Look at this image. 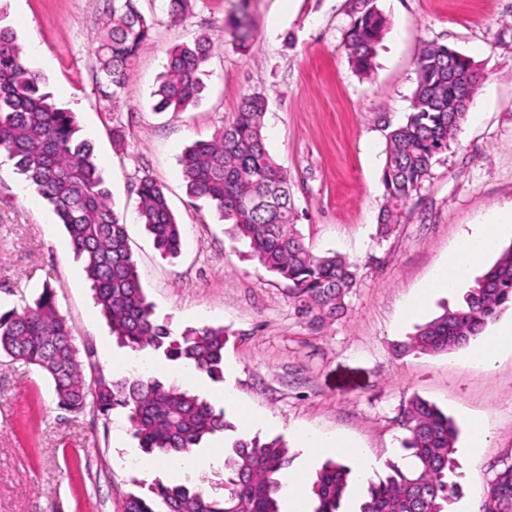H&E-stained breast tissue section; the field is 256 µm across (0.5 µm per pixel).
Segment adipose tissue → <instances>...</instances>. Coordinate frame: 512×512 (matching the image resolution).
I'll list each match as a JSON object with an SVG mask.
<instances>
[{
    "label": "adipose tissue",
    "mask_w": 512,
    "mask_h": 512,
    "mask_svg": "<svg viewBox=\"0 0 512 512\" xmlns=\"http://www.w3.org/2000/svg\"><path fill=\"white\" fill-rule=\"evenodd\" d=\"M512 229V206L506 207L486 223L476 225L448 255L447 262L420 292L403 306L404 317L419 313L429 299L440 291H454L465 283L485 258L497 251L502 234Z\"/></svg>",
    "instance_id": "adipose-tissue-1"
}]
</instances>
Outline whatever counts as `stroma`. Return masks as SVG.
<instances>
[{"label": "stroma", "mask_w": 512, "mask_h": 512, "mask_svg": "<svg viewBox=\"0 0 512 512\" xmlns=\"http://www.w3.org/2000/svg\"><path fill=\"white\" fill-rule=\"evenodd\" d=\"M374 4L389 28L363 75L346 48L353 0H250L255 29L245 50L225 25L239 0H196L178 22L158 0H140L155 21L154 38L113 97L99 88L95 54L110 0H0V28L16 33L54 99L76 112L157 317L176 335L205 325L229 334L222 382L155 356L152 371L225 406L238 432L282 437L305 487L342 451L302 447L298 431L344 437L381 474L400 459L401 408L419 395L460 429L451 512H477L496 470L512 460V342L488 367L467 363L465 348L401 356L395 349L462 294H437L407 321L403 302L475 224L512 203V0ZM199 34L214 43L201 101L183 112H155L152 93L168 50ZM428 43L469 56L483 79L456 141L384 237L377 217L385 136L411 110L416 58ZM247 94L267 100L266 146L288 173L305 242L316 254L333 251L358 264L344 313L317 330L298 315L287 284L250 257L207 202L187 194L181 177L185 149L231 123ZM116 127L126 134L120 148L112 142ZM146 176L163 186L181 225L178 257H162L140 222L136 185ZM46 284L75 345L92 354L86 382L131 373L134 353L113 341L51 206L2 158L0 311L21 308ZM474 419L488 432L476 454L468 446ZM223 450L218 434L197 450L198 470L176 472L163 460L142 468L124 414L62 411L40 371L0 354V512H123L127 493L146 491L158 478L214 484Z\"/></svg>", "instance_id": "stroma-1"}]
</instances>
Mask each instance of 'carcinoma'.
<instances>
[{"instance_id":"obj_1","label":"carcinoma","mask_w":512,"mask_h":512,"mask_svg":"<svg viewBox=\"0 0 512 512\" xmlns=\"http://www.w3.org/2000/svg\"><path fill=\"white\" fill-rule=\"evenodd\" d=\"M359 4L347 45L353 67L366 74L387 19L369 0ZM230 29L238 46L247 49V0H241ZM152 39L153 26L139 10L138 0H112L107 31L97 47L105 87L114 92L124 87ZM213 48L202 35L168 51L165 71L152 93L157 111L182 112L201 98L202 75ZM449 52L446 45L420 50L411 112L387 134L381 177L384 203L378 218L383 236L400 223L435 158L456 140L479 85L481 74L466 56L456 61L455 78L448 79ZM45 87L46 78L29 66L14 32L0 28V151L59 218L112 337L121 347L151 351L215 382L223 380L228 342L224 328L206 325L173 336L156 317L140 282L126 224L109 205L110 193L92 145L78 137L76 113L59 106ZM266 107L260 95L243 97L230 124L185 150L181 176L188 195L209 203L230 224L232 234L249 244L259 265L288 282L298 314L320 327L343 314L345 299L356 286L357 267L337 253H313L295 229L288 174L270 154L263 135ZM137 194L139 218L154 247L164 257H176L181 228L163 187L145 177ZM509 309L512 245L455 307L444 308L419 326L404 350L436 354L467 347ZM0 352L42 372L65 410L80 413L90 406L102 416L122 410L139 447L156 458L187 455L209 437L235 431L225 409L147 371L119 380L99 375L94 390H88L71 327L47 284L22 310L0 312ZM401 423L408 432L402 447L410 464L389 462L384 475L364 478L350 465L328 461L310 485L313 512H342L349 485L357 480L366 483L359 512H449L456 489L452 476L457 469V427L417 395L404 404ZM291 461L282 437L239 434L224 447L222 493L158 478L148 492L127 494L123 512H286L281 490ZM478 512H512V462L496 471Z\"/></svg>"}]
</instances>
